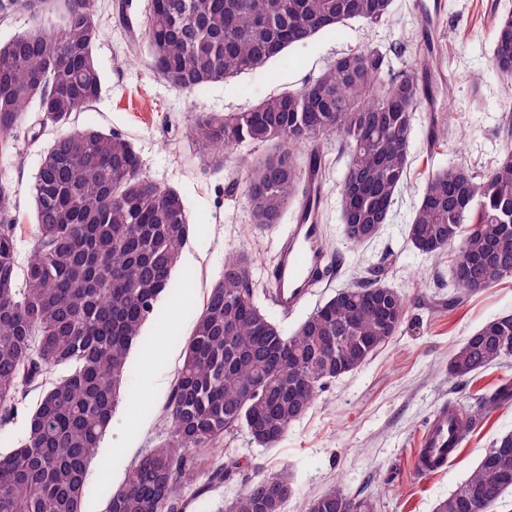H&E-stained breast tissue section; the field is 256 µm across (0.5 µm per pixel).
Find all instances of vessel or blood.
Returning <instances> with one entry per match:
<instances>
[{"label":"vessel or blood","mask_w":512,"mask_h":512,"mask_svg":"<svg viewBox=\"0 0 512 512\" xmlns=\"http://www.w3.org/2000/svg\"><path fill=\"white\" fill-rule=\"evenodd\" d=\"M442 6L443 0H419L417 7L426 38L436 39ZM305 187L295 222L278 238L275 261L267 275L274 306L284 314L294 311L310 288L328 280L332 270L325 226L318 218L324 191L314 170L306 171ZM454 425V411L448 405L441 406L428 420L414 454L417 473L440 472L457 460L459 444L454 438Z\"/></svg>","instance_id":"obj_1"}]
</instances>
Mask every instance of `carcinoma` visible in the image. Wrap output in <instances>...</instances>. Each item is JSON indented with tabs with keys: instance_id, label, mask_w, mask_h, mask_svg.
<instances>
[{
	"instance_id": "cac0c4a2",
	"label": "carcinoma",
	"mask_w": 512,
	"mask_h": 512,
	"mask_svg": "<svg viewBox=\"0 0 512 512\" xmlns=\"http://www.w3.org/2000/svg\"><path fill=\"white\" fill-rule=\"evenodd\" d=\"M391 9L392 0H150L143 49L165 82L195 91L258 70L349 20L379 23ZM16 12L36 25L0 44V147L33 106L40 127L59 135L32 186L37 243L22 271L16 200L0 185V420L42 389L24 437L0 455V512H84L88 467L126 387L129 353L173 288L191 224L180 192L143 176L130 140L74 126V114L101 92L96 0H0L1 15ZM493 38L491 68L508 88L509 111L498 158L483 174L454 162L433 172L408 227L425 256L456 244L465 251L466 262L453 267L450 308L512 277V250L500 247L512 238V12L495 18ZM383 66L374 49L345 52L297 90L239 112L196 116L191 134L202 152L265 147L243 160L254 227L281 224L299 199L301 158L325 177L322 142L337 136L349 156L339 185L345 240L358 245L379 234L408 186L420 107L415 77L384 83ZM407 308L406 294L363 281L338 290L287 336L257 303L250 258L227 256L184 343L165 406L168 436L107 491L104 512H182L185 482L203 477V494L232 480L237 464L214 462L225 434L244 428L256 444H276L327 382L393 336ZM511 357L508 314L454 349L448 376L468 380ZM509 403L512 388L502 384L479 395L459 412V438ZM508 490L512 432L492 442L434 512H488ZM291 492L282 469L249 482L228 512H282ZM306 512H373V504L336 487Z\"/></svg>"
}]
</instances>
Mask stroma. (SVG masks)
I'll return each mask as SVG.
<instances>
[{
    "mask_svg": "<svg viewBox=\"0 0 512 512\" xmlns=\"http://www.w3.org/2000/svg\"><path fill=\"white\" fill-rule=\"evenodd\" d=\"M416 2L393 0L390 17L380 23L349 21L306 45L288 48L260 70L187 92L164 82L133 46L142 35L150 0H97L102 35L94 59L102 90L95 103L77 114L75 123L130 139L141 156L143 173L181 193L192 229L174 271L175 290L159 301L157 317L143 327L145 344L130 354L126 397L90 465L84 512H103L107 487L120 484L137 460L167 437L163 409L182 362L184 341L221 276L225 257L244 250L253 262L259 294L268 292L266 271L281 230L252 227L243 198L245 169L236 158L220 161L196 150L190 132L195 112H237L270 94L300 88L321 75L339 54L361 46L386 57L382 81L416 74L422 43ZM445 2L433 61L451 88L452 124L432 148V115L416 112L408 187L396 198L377 237L356 246L344 239L338 206L347 150L338 138L324 141L322 151L331 168L324 186L323 222L334 258L333 278L289 315L271 306L266 309L289 335L337 290L373 277L408 296L402 323L362 366L325 385L308 413L274 446H258L242 428L225 435L217 458L236 462L239 478L203 495L197 494L196 483L186 484L184 512H216L243 490L245 478L282 468L290 471L293 486L284 512H303L310 500L334 487L352 497L371 498L374 512H433L469 476L493 440L512 431V405L496 409L462 441L460 456L448 469L427 476L413 471L424 425L442 404L465 409L480 390L512 380V358L469 382L448 376V360L460 341L488 321L512 314V278L449 308L454 250L430 258L420 254L408 237V225L432 171L455 162L484 172L502 145L501 104L506 94L491 69L492 22L512 11V0ZM478 73L483 76L479 82L474 79ZM36 117V112H28L14 133L13 149L0 152V182L17 199L21 265L35 245L30 187L41 155L55 137L54 130L47 129L32 138Z\"/></svg>",
    "mask_w": 512,
    "mask_h": 512,
    "instance_id": "obj_1",
    "label": "stroma"
}]
</instances>
